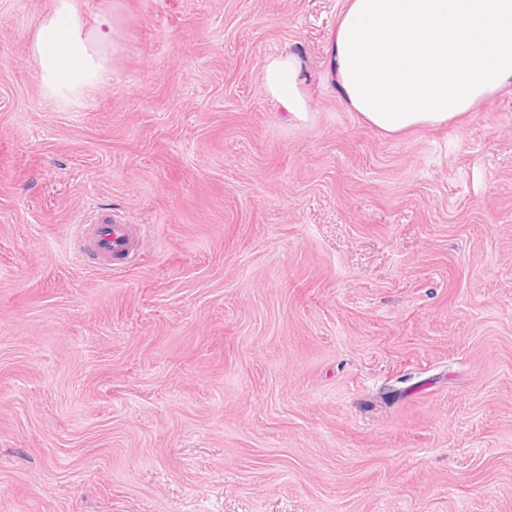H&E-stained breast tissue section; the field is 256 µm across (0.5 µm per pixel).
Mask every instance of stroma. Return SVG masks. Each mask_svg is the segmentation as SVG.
Wrapping results in <instances>:
<instances>
[{
    "instance_id": "obj_1",
    "label": "stroma",
    "mask_w": 512,
    "mask_h": 512,
    "mask_svg": "<svg viewBox=\"0 0 512 512\" xmlns=\"http://www.w3.org/2000/svg\"><path fill=\"white\" fill-rule=\"evenodd\" d=\"M344 2L74 0L117 35L59 96L58 0H0V512H512V87L383 137L325 78ZM302 62L292 53L267 59L261 73L262 85L267 94L289 114L300 121H307L308 106L301 85ZM135 234L136 229L131 224H121L112 215L102 214L90 224L80 225L74 248L82 260L97 264L130 254L136 242Z\"/></svg>"
}]
</instances>
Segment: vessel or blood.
<instances>
[{
    "instance_id": "b4317fda",
    "label": "vessel or blood",
    "mask_w": 512,
    "mask_h": 512,
    "mask_svg": "<svg viewBox=\"0 0 512 512\" xmlns=\"http://www.w3.org/2000/svg\"><path fill=\"white\" fill-rule=\"evenodd\" d=\"M135 234L132 225L102 214L81 225L74 248L82 260L96 264L131 252L136 242Z\"/></svg>"
}]
</instances>
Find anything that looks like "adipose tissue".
<instances>
[{"label": "adipose tissue", "mask_w": 512, "mask_h": 512, "mask_svg": "<svg viewBox=\"0 0 512 512\" xmlns=\"http://www.w3.org/2000/svg\"><path fill=\"white\" fill-rule=\"evenodd\" d=\"M113 24L84 18L59 0L38 27L33 56L50 92L100 78L98 50ZM302 62L267 59V94L289 114L309 117ZM330 76L343 101L387 137L462 123L476 106L512 85V0H345L330 38Z\"/></svg>", "instance_id": "adipose-tissue-1"}]
</instances>
